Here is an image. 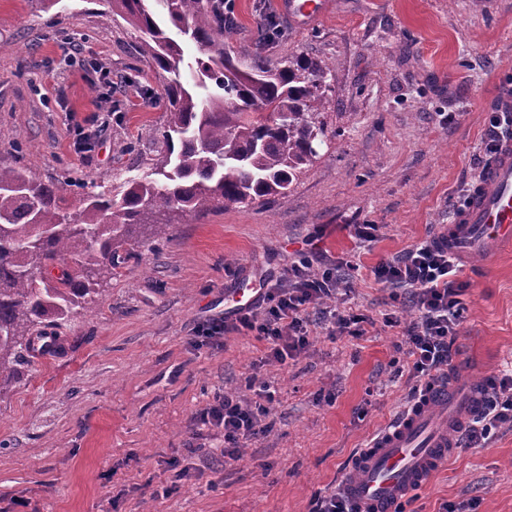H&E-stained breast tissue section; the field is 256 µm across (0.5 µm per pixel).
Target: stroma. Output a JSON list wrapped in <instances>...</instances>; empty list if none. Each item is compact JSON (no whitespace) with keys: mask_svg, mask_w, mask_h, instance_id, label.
<instances>
[{"mask_svg":"<svg viewBox=\"0 0 512 512\" xmlns=\"http://www.w3.org/2000/svg\"><path fill=\"white\" fill-rule=\"evenodd\" d=\"M228 54L249 61L260 24L281 35L266 55L325 61L332 92L322 116L332 135L287 195L263 206L180 217L170 238L134 245L114 276L95 277L96 303L57 328L65 345L34 361L0 395V512H310L337 489L358 448L404 408L398 341L383 314L401 291L373 268L451 223L491 158L489 106L512 85V0H328L324 15L293 24L279 0H234ZM108 0H0V166L21 164L56 182L108 190L139 162L115 146L163 124L164 80L139 55L136 32L108 23ZM84 40L100 66L83 70L61 45ZM99 132L95 150L70 146L72 122ZM377 225L375 240L356 235ZM314 269L357 263L337 314L373 318L364 336L315 331L305 354L263 363L264 345L233 334L224 349L194 345L195 328L223 315L237 289L260 287L299 257ZM465 321L458 375L494 381L512 368V250L460 261ZM270 383L272 431L225 462L223 434L196 416L216 395ZM195 447L186 456V447ZM191 472L176 482L165 458ZM512 512V423L482 448H459L405 512Z\"/></svg>","mask_w":512,"mask_h":512,"instance_id":"obj_1","label":"stroma"}]
</instances>
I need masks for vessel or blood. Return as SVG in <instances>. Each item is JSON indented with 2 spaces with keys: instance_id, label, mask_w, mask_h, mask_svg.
Wrapping results in <instances>:
<instances>
[{
  "instance_id": "vessel-or-blood-1",
  "label": "vessel or blood",
  "mask_w": 512,
  "mask_h": 512,
  "mask_svg": "<svg viewBox=\"0 0 512 512\" xmlns=\"http://www.w3.org/2000/svg\"><path fill=\"white\" fill-rule=\"evenodd\" d=\"M289 17L307 22L323 14L326 0H280ZM437 239L450 252L488 258L512 248V139H503L470 193L468 205ZM481 398L476 386L435 384L393 425L359 449L341 494L354 512H394L395 507L446 463L454 428Z\"/></svg>"
}]
</instances>
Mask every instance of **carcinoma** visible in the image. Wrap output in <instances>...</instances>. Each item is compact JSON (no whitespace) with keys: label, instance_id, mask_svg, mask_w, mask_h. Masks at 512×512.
<instances>
[{"label":"carcinoma","instance_id":"carcinoma-1","mask_svg":"<svg viewBox=\"0 0 512 512\" xmlns=\"http://www.w3.org/2000/svg\"><path fill=\"white\" fill-rule=\"evenodd\" d=\"M113 8L140 33L144 60L168 74L166 120L147 171L80 193L73 211L35 170L0 167V394L21 381L47 329L90 294V278L127 264L123 247L146 241L141 231L165 238L175 215L287 194L326 138L327 64L292 55L269 66L255 56L240 69L224 52V0H113ZM184 41L203 57L186 60Z\"/></svg>","mask_w":512,"mask_h":512}]
</instances>
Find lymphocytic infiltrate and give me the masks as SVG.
Here are the masks:
<instances>
[{"instance_id": "1", "label": "lymphocytic infiltrate", "mask_w": 512, "mask_h": 512, "mask_svg": "<svg viewBox=\"0 0 512 512\" xmlns=\"http://www.w3.org/2000/svg\"><path fill=\"white\" fill-rule=\"evenodd\" d=\"M457 268L455 257L432 238L380 261L373 270L377 282L410 295V317L387 313L383 324L400 331L412 397L422 396L435 382L448 378L452 346L466 312L461 299L465 286L456 279ZM348 282V277L330 269L313 271L308 259H300L285 280L263 281L259 305L238 308L230 319H211L196 335L202 345L220 349L228 335L250 332L264 342L266 362L286 363L309 348L311 313H331L330 301L338 285ZM268 413L263 404L228 391L214 397L198 418L223 431L224 457L236 461L250 441L271 432V424L264 421ZM507 422L512 423V372L498 375L482 397L477 417L465 430L466 447L488 444L494 430Z\"/></svg>"}]
</instances>
